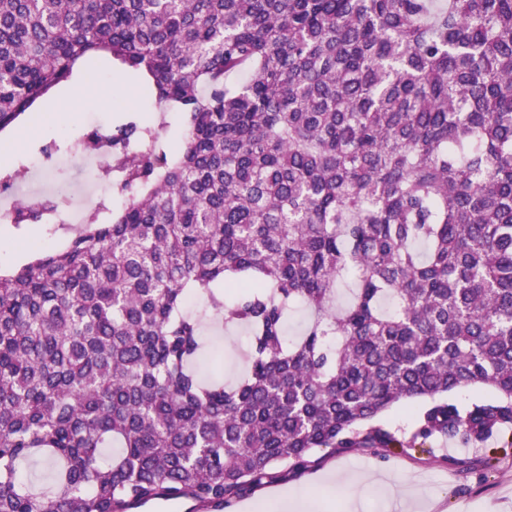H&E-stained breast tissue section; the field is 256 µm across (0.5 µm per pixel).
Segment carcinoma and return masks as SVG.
Returning <instances> with one entry per match:
<instances>
[{
  "mask_svg": "<svg viewBox=\"0 0 512 512\" xmlns=\"http://www.w3.org/2000/svg\"><path fill=\"white\" fill-rule=\"evenodd\" d=\"M103 58L162 121L87 137L128 202L0 273V512L225 507L318 448L512 428V0H0V131ZM197 297L248 333L231 384ZM417 399L411 438L370 425ZM24 477L28 478L36 488L46 489L51 483V470L40 459H33L22 465Z\"/></svg>",
  "mask_w": 512,
  "mask_h": 512,
  "instance_id": "1",
  "label": "carcinoma"
}]
</instances>
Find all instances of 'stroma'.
<instances>
[{"label": "stroma", "mask_w": 512, "mask_h": 512, "mask_svg": "<svg viewBox=\"0 0 512 512\" xmlns=\"http://www.w3.org/2000/svg\"><path fill=\"white\" fill-rule=\"evenodd\" d=\"M91 101L76 105L72 86L61 87L41 104L38 114L18 122L16 128L0 133V167L13 168L37 158L45 174L28 173L21 187L0 189V199L16 200L22 190L38 189L49 183L68 197L81 195L83 172L65 162L74 143L87 135L106 131L134 120L154 124V112L140 79L120 70H102L87 80ZM73 237L64 224L30 222L1 224L0 240L11 246L12 259L0 261V271L10 272L33 260L42 251H61ZM505 437L496 434L474 447H461L456 441L439 437L428 449L394 454L366 448H321L313 463L281 472L246 493L256 512H267L271 497L288 487L300 494L313 491L318 476L329 469L357 467L364 480L362 492L341 486L330 492L322 512H512V448Z\"/></svg>", "instance_id": "stroma-1"}]
</instances>
